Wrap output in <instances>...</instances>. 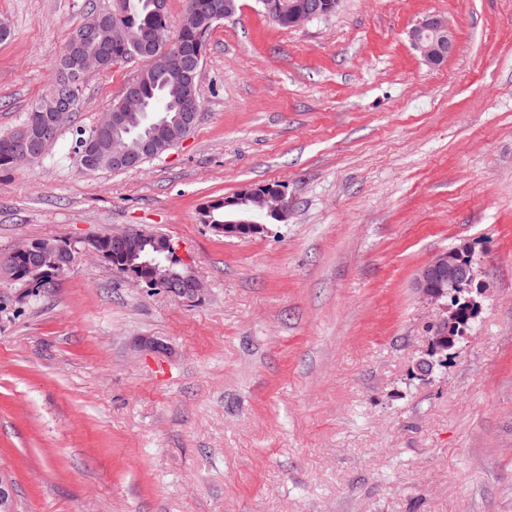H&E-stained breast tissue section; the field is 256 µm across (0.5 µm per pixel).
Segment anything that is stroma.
<instances>
[{
  "label": "stroma",
  "instance_id": "obj_1",
  "mask_svg": "<svg viewBox=\"0 0 512 512\" xmlns=\"http://www.w3.org/2000/svg\"><path fill=\"white\" fill-rule=\"evenodd\" d=\"M112 3L0 0V135ZM430 16L456 41L435 66L408 36ZM141 67L88 73L45 157L0 172V254L77 250L39 294L0 280L17 512H512V0H341L289 28L240 0L208 38L192 132L141 167L81 171L77 130ZM271 183L287 221L245 240L203 223ZM132 226L171 239L201 301L84 253ZM462 244L479 313L424 383L435 310L412 282Z\"/></svg>",
  "mask_w": 512,
  "mask_h": 512
}]
</instances>
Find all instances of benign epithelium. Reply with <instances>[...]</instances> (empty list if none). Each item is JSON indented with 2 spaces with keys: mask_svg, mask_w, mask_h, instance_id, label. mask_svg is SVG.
Here are the masks:
<instances>
[{
  "mask_svg": "<svg viewBox=\"0 0 512 512\" xmlns=\"http://www.w3.org/2000/svg\"><path fill=\"white\" fill-rule=\"evenodd\" d=\"M340 0H263V6L273 19L288 17V25L299 26L304 22L326 16ZM80 43L91 45V48L80 52L69 70L70 83L74 87L80 86L86 74L94 70H102L108 66V57L100 50L103 42L100 38V27L97 24L88 25L79 36ZM412 47L425 62L437 65L443 62L455 48V39L448 20L441 17H429L414 26L409 31ZM201 61L193 63L189 70L183 71L186 78L188 94L183 100V111L179 113V125L190 129L197 123L199 113L193 111L197 102L198 77L201 71ZM122 107L130 112L141 109V100L137 93V85L130 82L122 93ZM128 115H119L117 112H106L98 121L102 133L110 135L108 142L102 137L88 140L83 145V154L95 163L101 153L108 154L110 167L114 170H127L139 165L144 156H156L171 148L169 143L161 145L156 143V133L139 141V151L128 150L124 142L120 141L116 133L127 128ZM54 125L43 118L33 120L12 143L13 159L18 167L24 166L38 158L40 145L51 138ZM262 206L271 214L288 219L291 201L283 189L273 192H259ZM214 230L224 235H234L246 238L264 230L262 224H252L247 220L229 221L225 225L218 224ZM138 229L127 227L120 231L107 233V240L116 249H124L133 240ZM19 253L25 254L29 263L41 264L48 257L54 258V265L58 268L71 267L74 254L62 247L54 246L49 242L25 243L15 247ZM473 267L471 248L465 244L436 253L416 273L412 287L422 297L438 302L448 297V291L467 288L471 284ZM171 296L186 301L197 302L205 295L206 288L203 281L191 273L187 277L175 274L171 268L151 282ZM461 318L460 311L455 309L450 315L442 316L432 323V350L448 348V343L454 341V327ZM0 512H15V501L12 482L0 474Z\"/></svg>",
  "mask_w": 512,
  "mask_h": 512,
  "instance_id": "benign-epithelium-1",
  "label": "benign epithelium"
}]
</instances>
